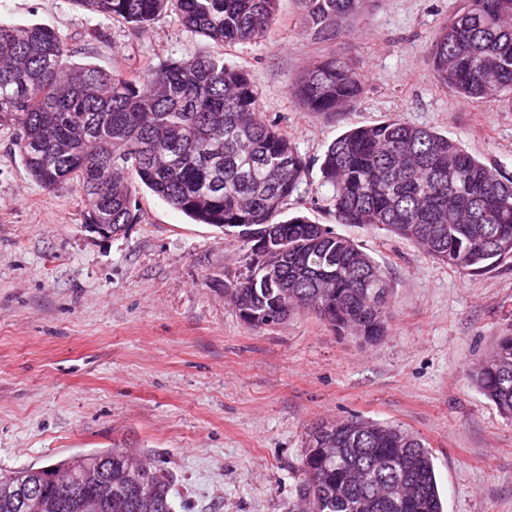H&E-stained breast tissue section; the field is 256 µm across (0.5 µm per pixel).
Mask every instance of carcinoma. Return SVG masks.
I'll return each instance as SVG.
<instances>
[{"mask_svg":"<svg viewBox=\"0 0 512 512\" xmlns=\"http://www.w3.org/2000/svg\"><path fill=\"white\" fill-rule=\"evenodd\" d=\"M106 20L145 27L175 12L188 31L217 44L251 42L269 30L277 0H71ZM315 35H336L372 0H298ZM54 29L0 21V125L14 126L29 175L46 191L76 183L85 223L118 236L140 222L127 174L199 224L231 235L255 224L268 238L243 241L246 273L224 288L248 324L277 323L297 307L341 336L385 335L392 288L354 241L303 216L279 219L306 162L260 115L250 74L215 56L172 60L143 78L70 61ZM432 77L466 100L512 105V0H463L438 34ZM308 112L357 102L361 78L330 57L293 83ZM339 224L384 228L429 257L478 276L512 258V176L455 140L398 120L352 129L324 152ZM288 245V254L278 249ZM475 382L512 419V334L500 338ZM76 455L41 472L32 512H58L74 478L105 476L112 512H173L172 473L123 452ZM29 471L0 473V512H16L14 489ZM301 512H443L433 454L399 426L352 418L333 425L322 448L306 445L298 466Z\"/></svg>","mask_w":512,"mask_h":512,"instance_id":"obj_1","label":"carcinoma"}]
</instances>
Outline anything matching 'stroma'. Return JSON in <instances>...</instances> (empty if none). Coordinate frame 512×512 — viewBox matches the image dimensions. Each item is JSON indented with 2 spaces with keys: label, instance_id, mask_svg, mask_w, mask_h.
Wrapping results in <instances>:
<instances>
[{
  "label": "stroma",
  "instance_id": "35a3bbf8",
  "mask_svg": "<svg viewBox=\"0 0 512 512\" xmlns=\"http://www.w3.org/2000/svg\"><path fill=\"white\" fill-rule=\"evenodd\" d=\"M460 0H374L319 38L278 0L269 33L219 46L166 14L143 29L68 0H0V19L64 36L78 62L138 71L220 55L248 71L263 119L294 140L307 170L285 207L353 239L383 266L393 308L362 344L295 310L262 327L224 297L245 250L137 187L141 221L102 236L72 185L50 193L0 126V469L119 448L161 458L175 512H297V467L316 423L353 416L402 426L434 455L445 512H512V420L474 382L512 332V261L471 277L375 227L340 224L321 157L345 131L400 118L458 140L512 175V104L461 100L431 76V52ZM334 56L360 101L307 112L291 93Z\"/></svg>",
  "mask_w": 512,
  "mask_h": 512
}]
</instances>
